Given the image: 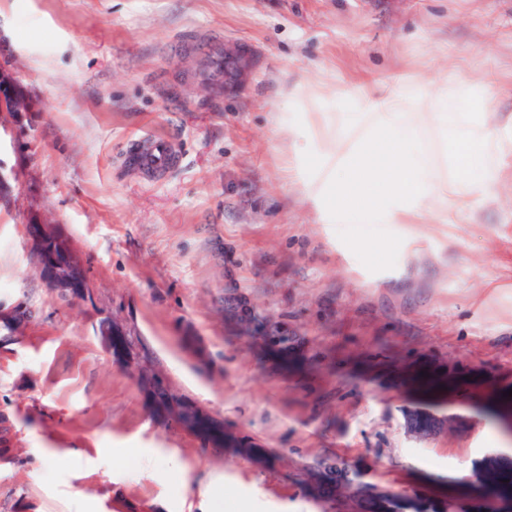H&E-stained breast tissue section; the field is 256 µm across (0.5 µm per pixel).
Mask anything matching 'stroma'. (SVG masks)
Wrapping results in <instances>:
<instances>
[{
    "label": "stroma",
    "mask_w": 512,
    "mask_h": 512,
    "mask_svg": "<svg viewBox=\"0 0 512 512\" xmlns=\"http://www.w3.org/2000/svg\"><path fill=\"white\" fill-rule=\"evenodd\" d=\"M255 51L245 89L199 74ZM36 104L0 115V512H324L308 471L338 460L395 491L450 493L490 454L512 390V0H0V63ZM448 78L450 121L420 134L453 186L402 204L395 268L370 272L322 195L371 101ZM168 141L155 176L137 140ZM500 148L496 168L455 145ZM41 212L90 295L52 291L31 254ZM111 317L173 389L267 448L263 467L160 424L112 361ZM438 428L415 435L413 411ZM178 456L183 471L169 468ZM136 160L149 173L160 175L177 163L178 155L167 141L155 139L136 154Z\"/></svg>",
    "instance_id": "stroma-1"
}]
</instances>
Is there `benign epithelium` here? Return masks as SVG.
Listing matches in <instances>:
<instances>
[{"label": "benign epithelium", "mask_w": 512, "mask_h": 512, "mask_svg": "<svg viewBox=\"0 0 512 512\" xmlns=\"http://www.w3.org/2000/svg\"><path fill=\"white\" fill-rule=\"evenodd\" d=\"M224 61L230 63L224 70V92L241 90L250 73V49L245 45L224 47ZM35 110L15 71L8 64H0V111L8 113L13 125L21 123L28 112ZM30 245L39 257V272L46 284L54 289L83 300L88 294V285L79 255L72 244L62 237L57 228L42 214L28 219ZM13 335L22 333L27 317L15 309L0 317ZM102 343L112 356L115 364L131 368L134 357L131 347L114 349L112 343L127 337V332L119 324L107 320L101 329ZM143 401L147 411L163 425L195 437L200 434V426L208 424L210 431L205 434V442L210 448H230L238 454L249 457L254 463L265 466L267 455L252 441L243 440L237 433L224 426V420L215 417L210 411L192 399L176 393L168 380L161 374L146 375L139 379ZM503 461L498 456L485 457L466 477V483L476 487L492 472L501 470Z\"/></svg>", "instance_id": "7a95c632"}]
</instances>
